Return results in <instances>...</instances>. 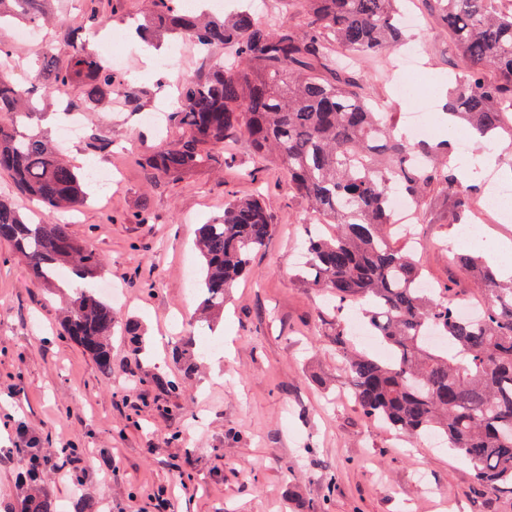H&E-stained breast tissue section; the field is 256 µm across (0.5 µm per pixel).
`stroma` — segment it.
Returning a JSON list of instances; mask_svg holds the SVG:
<instances>
[{
	"label": "stroma",
	"instance_id": "obj_1",
	"mask_svg": "<svg viewBox=\"0 0 512 512\" xmlns=\"http://www.w3.org/2000/svg\"><path fill=\"white\" fill-rule=\"evenodd\" d=\"M423 27L408 41H423L421 92L398 95L397 52L364 65L363 90L387 101L388 122L408 129L407 116L428 109L426 140L456 142L437 131L455 72L446 28L431 16L428 0H413ZM153 0H54L52 20L41 28L59 60L70 48L54 41L60 27L90 28L91 16L118 33L117 74L138 92L84 109V87L73 83L64 99L47 97L28 126L85 169L108 168L109 184L92 187L87 205L67 214L74 236L103 259L101 280L121 296L118 319L137 320L144 349L112 337V372L60 334L68 290L35 285L26 260L0 241V512H15L24 498L30 454L44 455L43 487L62 512L79 501L99 512H158L152 495L165 490L170 512H512V496L482 489L472 465L455 449L428 447L367 418L344 394V374L330 345L336 320L358 319L355 307L303 281L302 241L314 217L288 173L257 161L249 142L229 149L221 168L191 172L181 182L147 180L143 157L157 142H174L141 123L144 113L177 99L183 83L226 59L224 48L200 52L191 38L166 36L147 46L131 25L151 13ZM81 108L79 139L62 142L53 123L65 102ZM112 141L106 154L89 153L92 136ZM260 195L274 225L267 245L230 289L213 323L195 321L200 296L192 277L202 259L194 247L201 224L223 215L228 199ZM422 240L417 258L433 284L455 275L442 243L470 251L459 225L448 221V196L429 189L417 210ZM198 353L186 375L174 347L178 338ZM165 378L179 385L167 391ZM67 456H60V449Z\"/></svg>",
	"mask_w": 512,
	"mask_h": 512
}]
</instances>
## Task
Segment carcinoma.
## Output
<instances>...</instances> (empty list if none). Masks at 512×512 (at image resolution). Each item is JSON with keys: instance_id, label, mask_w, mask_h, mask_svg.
Masks as SVG:
<instances>
[{"instance_id": "cac0c4a2", "label": "carcinoma", "mask_w": 512, "mask_h": 512, "mask_svg": "<svg viewBox=\"0 0 512 512\" xmlns=\"http://www.w3.org/2000/svg\"><path fill=\"white\" fill-rule=\"evenodd\" d=\"M42 0H0L32 25L44 19ZM156 9L136 29L148 40L160 34L189 35L202 49L222 45L234 61L213 65L181 90L180 109L167 116L186 129L179 141L153 149L143 167L152 180L197 168L224 165L226 144L247 138L260 160L288 172L312 208L318 226L306 232L304 278L341 306L366 302L365 318L388 351L387 360L353 350L345 323L336 321L331 341L342 358L345 385L364 414L401 433L431 432L467 459L479 484L512 494V277L504 280L474 253L452 263L480 295L479 314L457 315L460 289L451 281L430 295L416 254L396 245L389 195L398 187L415 205L426 189L448 192L454 214L472 211L474 188L456 174L448 144L397 139L373 107L339 77L335 49L355 58H380L402 40L401 0H290L303 13L299 30L259 20L246 10L231 18H200L178 0H155ZM452 34L469 68L455 77L448 115L467 124L487 146L512 137V8L496 0H429ZM66 64L43 52L38 82L60 94L75 80L84 104L93 107L121 95L136 102L129 86L79 37L66 28ZM36 112L35 90L26 81L0 76V172L49 213L86 204L89 178L38 135L19 129ZM334 226L326 237L320 226ZM273 224L258 197L233 199L224 215L198 231L204 259L196 280L200 310L224 308V295L250 267L251 254L266 245ZM0 240L28 262L34 283L51 286L66 267L85 280L103 261L72 234L70 225L34 222L0 198ZM112 305L76 287L62 318L63 335L105 374L112 373ZM20 512H59L56 498L35 490Z\"/></svg>"}]
</instances>
